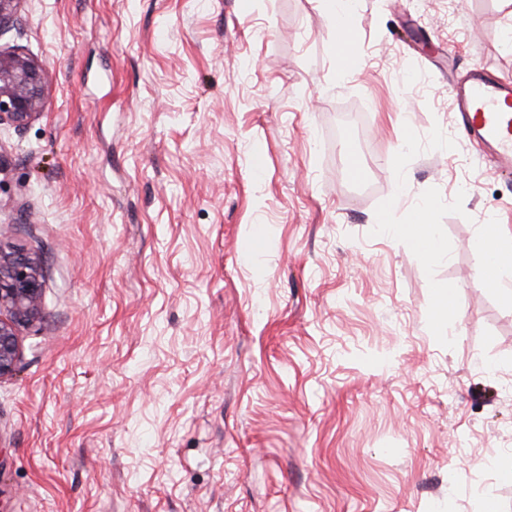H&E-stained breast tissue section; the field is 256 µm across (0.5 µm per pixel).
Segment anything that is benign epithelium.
<instances>
[{
    "mask_svg": "<svg viewBox=\"0 0 512 512\" xmlns=\"http://www.w3.org/2000/svg\"><path fill=\"white\" fill-rule=\"evenodd\" d=\"M47 73L35 57L0 50V125L27 126L45 108ZM43 280L36 259L0 249V381L20 360L19 327L40 319Z\"/></svg>",
    "mask_w": 512,
    "mask_h": 512,
    "instance_id": "obj_1",
    "label": "benign epithelium"
}]
</instances>
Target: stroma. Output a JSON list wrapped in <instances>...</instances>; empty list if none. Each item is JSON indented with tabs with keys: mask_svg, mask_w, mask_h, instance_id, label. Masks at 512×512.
Returning a JSON list of instances; mask_svg holds the SVG:
<instances>
[{
	"mask_svg": "<svg viewBox=\"0 0 512 512\" xmlns=\"http://www.w3.org/2000/svg\"><path fill=\"white\" fill-rule=\"evenodd\" d=\"M15 48L49 80L0 126V247L44 290L0 512H512V304L475 245L512 249V181L451 94L512 80V7L357 0L345 39L320 0H24ZM388 217L382 218L381 223L395 235L405 237L415 244L419 242H426L427 246L424 249L427 254L433 258H440L442 256L441 244L438 236L435 234L431 225L425 224V217L421 216L417 224L411 225H390L388 224Z\"/></svg>",
	"mask_w": 512,
	"mask_h": 512,
	"instance_id": "obj_1",
	"label": "stroma"
}]
</instances>
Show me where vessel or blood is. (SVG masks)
Instances as JSON below:
<instances>
[{"label": "vessel or blood", "instance_id": "obj_1", "mask_svg": "<svg viewBox=\"0 0 512 512\" xmlns=\"http://www.w3.org/2000/svg\"><path fill=\"white\" fill-rule=\"evenodd\" d=\"M455 106L464 136L490 149L498 160L500 174L511 178L512 81L486 68H474L469 83L457 90Z\"/></svg>", "mask_w": 512, "mask_h": 512}]
</instances>
